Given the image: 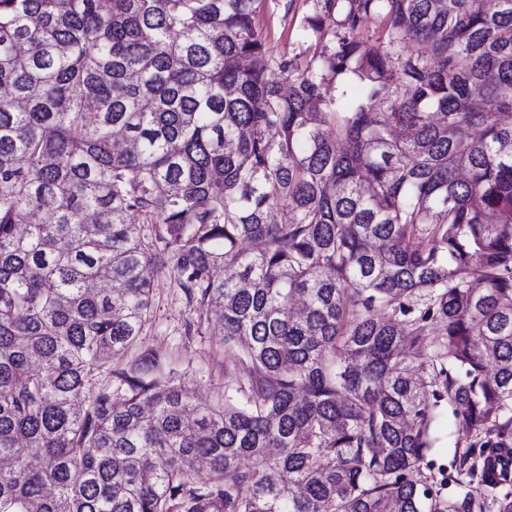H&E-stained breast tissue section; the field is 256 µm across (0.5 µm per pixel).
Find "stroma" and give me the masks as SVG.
I'll list each match as a JSON object with an SVG mask.
<instances>
[{"label":"stroma","mask_w":512,"mask_h":512,"mask_svg":"<svg viewBox=\"0 0 512 512\" xmlns=\"http://www.w3.org/2000/svg\"><path fill=\"white\" fill-rule=\"evenodd\" d=\"M314 11L315 0H260L259 30L274 57L303 61L333 44L330 31L321 38H304L303 19ZM153 286L150 322L141 347L157 356L159 375L184 382L202 400L209 399L215 387L241 377L239 366L219 345L213 326L199 322L195 306L167 269H155Z\"/></svg>","instance_id":"1"}]
</instances>
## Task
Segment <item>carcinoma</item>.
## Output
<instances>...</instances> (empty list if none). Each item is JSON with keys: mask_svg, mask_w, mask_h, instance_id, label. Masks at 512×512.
Instances as JSON below:
<instances>
[{"mask_svg": "<svg viewBox=\"0 0 512 512\" xmlns=\"http://www.w3.org/2000/svg\"><path fill=\"white\" fill-rule=\"evenodd\" d=\"M257 2L0 0V512H512V0H316L303 64ZM152 266L219 309L208 402L100 380ZM437 441L428 460L435 462L436 470L438 466L448 468V463L452 459L453 448L457 442L465 444L464 440L468 438L469 432L458 425L453 416L444 411L441 413L436 425Z\"/></svg>", "mask_w": 512, "mask_h": 512, "instance_id": "obj_1", "label": "carcinoma"}]
</instances>
